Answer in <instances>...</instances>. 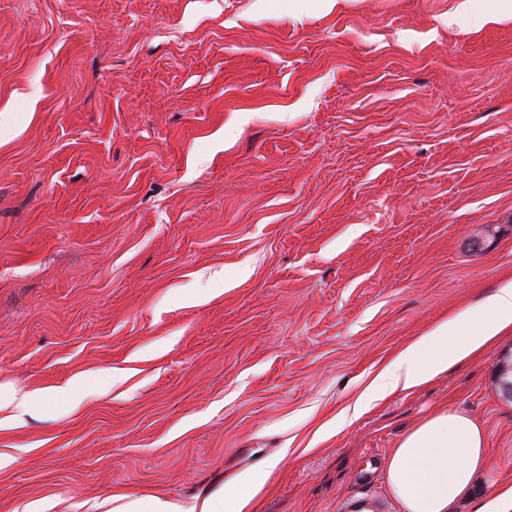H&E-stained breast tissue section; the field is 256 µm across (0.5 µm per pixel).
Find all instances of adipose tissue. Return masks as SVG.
<instances>
[{"label":"adipose tissue","mask_w":512,"mask_h":512,"mask_svg":"<svg viewBox=\"0 0 512 512\" xmlns=\"http://www.w3.org/2000/svg\"><path fill=\"white\" fill-rule=\"evenodd\" d=\"M512 333V281L484 301L466 306L405 345L372 379L349 410L358 419L375 402L418 389ZM278 460L245 474L226 489L186 505L158 496L120 495L101 501L102 512H246ZM488 467L486 438L468 414L441 410L400 440L385 461L387 485L400 512H456Z\"/></svg>","instance_id":"1"}]
</instances>
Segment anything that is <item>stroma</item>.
Masks as SVG:
<instances>
[{
	"label": "stroma",
	"instance_id": "1",
	"mask_svg": "<svg viewBox=\"0 0 512 512\" xmlns=\"http://www.w3.org/2000/svg\"><path fill=\"white\" fill-rule=\"evenodd\" d=\"M458 0H0V512H398L383 462L472 416L512 488V336L338 416L512 280V18ZM113 376L99 384L98 373ZM77 392L75 384L57 387L48 395H18L15 391L0 387V406L2 403L13 404L24 413H37L49 402L68 403L74 399ZM280 462V458L269 460L264 469L245 474L226 490L223 487L216 492L196 496L189 505L159 496L120 495L109 497L92 507L104 509L102 512H245L251 499Z\"/></svg>",
	"mask_w": 512,
	"mask_h": 512
}]
</instances>
